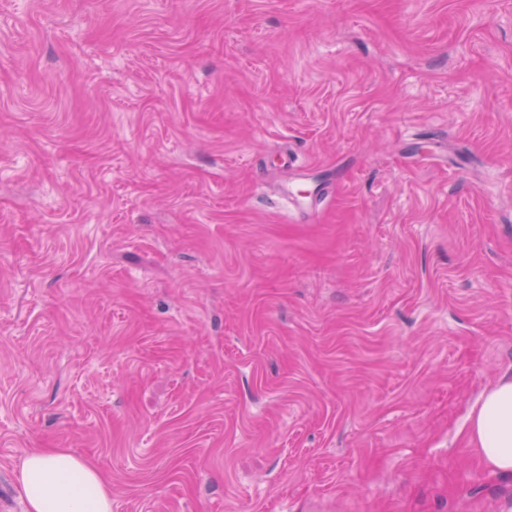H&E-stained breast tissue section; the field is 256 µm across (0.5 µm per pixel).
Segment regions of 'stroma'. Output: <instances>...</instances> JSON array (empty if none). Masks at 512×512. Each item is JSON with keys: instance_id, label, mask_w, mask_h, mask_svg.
Instances as JSON below:
<instances>
[{"instance_id": "35a3bbf8", "label": "stroma", "mask_w": 512, "mask_h": 512, "mask_svg": "<svg viewBox=\"0 0 512 512\" xmlns=\"http://www.w3.org/2000/svg\"><path fill=\"white\" fill-rule=\"evenodd\" d=\"M512 0H0V512H512ZM468 437L488 469L512 477V375L482 392L468 416ZM26 512H112V485L64 448L27 451L15 471Z\"/></svg>"}]
</instances>
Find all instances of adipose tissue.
Instances as JSON below:
<instances>
[{"mask_svg": "<svg viewBox=\"0 0 512 512\" xmlns=\"http://www.w3.org/2000/svg\"><path fill=\"white\" fill-rule=\"evenodd\" d=\"M468 437L485 465L512 477V375L488 386L468 416ZM26 512H112V485L64 448L27 451L15 471Z\"/></svg>", "mask_w": 512, "mask_h": 512, "instance_id": "1", "label": "adipose tissue"}]
</instances>
